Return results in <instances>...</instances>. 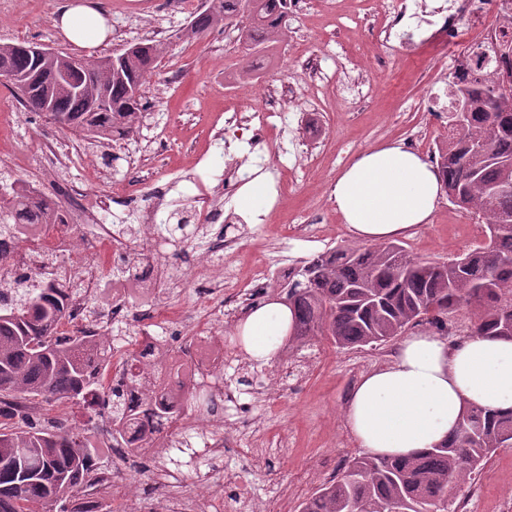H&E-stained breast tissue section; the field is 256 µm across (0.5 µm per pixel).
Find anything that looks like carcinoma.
<instances>
[{
  "instance_id": "1",
  "label": "carcinoma",
  "mask_w": 512,
  "mask_h": 512,
  "mask_svg": "<svg viewBox=\"0 0 512 512\" xmlns=\"http://www.w3.org/2000/svg\"><path fill=\"white\" fill-rule=\"evenodd\" d=\"M286 0H216L191 22V35L213 26L214 16L241 17L238 39L250 44L249 55L263 57L276 41ZM161 53L159 45L139 43L136 57L118 80L102 59H79L80 70L69 82L72 93L52 84L58 59L35 63L13 50L0 53V69L26 78L23 89L8 86L27 112L99 143L128 137L138 127L142 104L129 102V87L143 85ZM506 69L478 70L448 85V97L462 84L473 86L464 134H448L435 143L439 168L454 205L481 219L488 243L446 261H423L396 243L344 244L300 261L289 272L281 298L295 316L291 342L304 345L325 339L342 349L377 346L427 325L448 335V313L465 303L474 306L473 332L512 336V192L495 194L490 187L512 184V92L496 94ZM105 97L108 112L92 105ZM26 184L0 193V238L17 224L63 223V206L31 201ZM165 238L186 244L197 228L171 213L159 225ZM0 290V512H36L57 506L60 512H99L93 504L68 508L73 494L97 476V454L55 408L72 403L99 412L112 423V436L124 432L129 417L130 388L139 390L147 413H171L172 400L159 398L149 385L153 366L137 362L129 352L120 362L126 381H112L106 367L93 365V350H110L112 339L77 327L62 332L69 318L67 298L74 286L58 288L26 275L11 277ZM512 442V410H467L456 431L443 444L409 457L358 456L340 477L323 483L301 504L299 512H448L439 507L454 486L467 484L491 455Z\"/></svg>"
}]
</instances>
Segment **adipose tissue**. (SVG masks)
<instances>
[{
  "mask_svg": "<svg viewBox=\"0 0 512 512\" xmlns=\"http://www.w3.org/2000/svg\"><path fill=\"white\" fill-rule=\"evenodd\" d=\"M56 22L81 48L109 34L100 11L82 0L61 6ZM443 184L437 165L401 142L359 153L337 174L330 197L351 236L383 243L429 223ZM294 333L283 302L253 306L238 339L256 361L267 362ZM512 408V337L472 334L451 342L429 330L408 336L387 366L354 386L346 424L370 456H410L441 444L464 411Z\"/></svg>",
  "mask_w": 512,
  "mask_h": 512,
  "instance_id": "obj_1",
  "label": "adipose tissue"
}]
</instances>
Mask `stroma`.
<instances>
[{"label":"stroma","mask_w":512,"mask_h":512,"mask_svg":"<svg viewBox=\"0 0 512 512\" xmlns=\"http://www.w3.org/2000/svg\"><path fill=\"white\" fill-rule=\"evenodd\" d=\"M63 0H0V44L18 40L64 52L73 45L54 25ZM95 5L112 28L111 38L90 50L92 58L119 52L131 43L153 40L163 53L143 87V117L134 136L107 146L81 139L70 129L25 111L0 84V175L6 182L42 183L47 197L67 203L71 187L85 189L90 213L111 229L126 226L133 205H144L153 183L176 177L173 208L202 203L219 208L223 194H202L224 170L225 156L248 157L253 171L265 175L280 201L244 216L236 225L237 251L227 262L242 276L268 250L285 249L299 264L327 248L351 242L329 196L340 169L362 150L390 140L431 155L448 133L446 116L437 109L448 91L456 57L438 43L382 41L378 36L381 0H305L288 18L286 35L275 44L263 71L242 75L247 51L238 42L236 26L224 23L196 37L185 29L212 0H85ZM314 56L325 76L305 70ZM293 83L298 97L284 102L288 124L264 135L237 133L225 127V111L237 109L238 121L249 124L263 101L280 99L284 83ZM373 83L377 94L359 99L353 85ZM57 144L63 158L59 175L44 181L40 169L45 140ZM296 224L321 225L320 238L291 236ZM475 221L448 199H441L431 223L400 239L413 255L445 260L475 247ZM200 293L195 282L170 289L164 301L179 309L167 319L173 351L188 347ZM398 341L377 348L339 350L323 341L285 345L269 362L241 355L242 367L225 376L239 390L232 415L246 418L255 409L254 383H261L273 402L267 424L296 437V451L287 460L268 465L231 456L215 462L199 455L162 449L153 461L120 459L105 448L103 421L92 411L62 406L58 415L83 429L101 448L104 472L121 470L125 490L138 494L139 512H160L153 496L156 482L171 479L175 492L196 487L198 471L211 469L216 493L235 484L247 485L255 499L271 494L268 469L288 492V508L321 484L338 476L342 463L361 453L344 422L352 387L367 372L391 362ZM448 512H512V447L497 449L470 484L448 493Z\"/></svg>","instance_id":"35a3bbf8"}]
</instances>
